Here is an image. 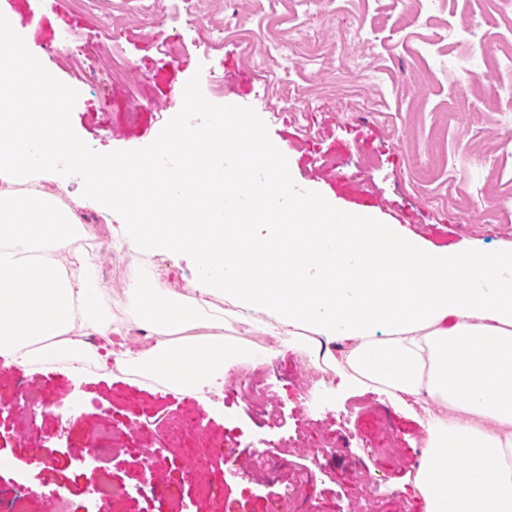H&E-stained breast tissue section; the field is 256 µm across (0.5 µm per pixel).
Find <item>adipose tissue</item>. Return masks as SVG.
I'll use <instances>...</instances> for the list:
<instances>
[{"instance_id": "obj_1", "label": "adipose tissue", "mask_w": 512, "mask_h": 512, "mask_svg": "<svg viewBox=\"0 0 512 512\" xmlns=\"http://www.w3.org/2000/svg\"><path fill=\"white\" fill-rule=\"evenodd\" d=\"M64 111L49 72L32 77L20 52L0 49V358L32 369L83 353L74 326L90 336L120 334L91 267L76 249L79 207L41 184L46 163H79L84 202L132 214L128 251L196 263L195 296L158 286L156 274L129 282L128 305L156 335L130 363L173 388L222 384L224 364L240 356L224 340L221 295L273 318L312 329L324 342L350 344L343 384H382L391 403L425 411L429 440L418 490L426 512H512V251L469 255L428 250L376 223L368 213L336 215L287 165L277 147L247 139L248 123L216 108L185 122L171 141L206 154L214 127L231 129L224 148L240 177L190 169L201 191L166 180L153 157L133 162L74 157L64 126L38 121L47 105ZM249 199L246 223L221 224L226 196ZM194 221H172L170 201ZM441 411H434V404Z\"/></svg>"}]
</instances>
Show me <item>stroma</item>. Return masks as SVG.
Instances as JSON below:
<instances>
[{"label": "stroma", "mask_w": 512, "mask_h": 512, "mask_svg": "<svg viewBox=\"0 0 512 512\" xmlns=\"http://www.w3.org/2000/svg\"><path fill=\"white\" fill-rule=\"evenodd\" d=\"M138 0H97L92 11H76L71 0H0V16L9 20L19 49L33 71L52 73L59 93L68 97L63 117L71 139L85 155L135 160L165 147L171 129L193 119L180 92L191 87L198 107L234 100L257 129L262 143L279 146L273 164L285 163L295 178L339 213L370 210L379 223L424 246L476 256L512 249V194L487 180L484 158L494 155L512 171V94L503 85L512 75L487 68L486 52L512 42V14L491 10L488 0H283L269 11L265 0H201V25L224 21L247 38V49L204 47L197 29L186 26L180 0H169L162 18L144 19ZM369 31V66L388 79L378 92L367 78L349 69V34ZM317 29L316 60H299L288 78L302 90L306 112L284 122L288 108L273 71L253 67L252 57L269 53L276 37L289 30ZM80 36L81 45L57 47L62 31ZM178 35L180 49L168 54L165 42ZM128 65L127 87L108 85L112 55ZM138 97L135 120L125 117L127 91ZM382 95L378 112L364 109V97ZM458 166L449 180L447 162ZM447 196L448 207L435 206ZM468 206L471 221L456 220L457 206ZM93 225L90 242L97 283L112 294L115 318L119 302L137 274V255L119 254L113 242L125 219L80 210ZM249 367H261L278 405V421L241 392L232 378L211 396L166 389L163 382L133 371L74 372L64 366L24 370L0 362V496L22 498L25 512H50L40 496L47 486L68 495L74 512H97L84 495L87 486L115 481L126 498L110 512H172L179 496L183 512H270L287 497L290 512H425L410 469L428 440V431L411 412L393 407L376 384L344 388L338 379L314 383L307 356L277 337L274 346L256 344ZM42 390V399L64 410L69 394L84 401L66 428L37 414L35 437L13 428L20 401L19 382ZM202 417L204 436L184 434V412ZM131 423L133 446L160 451L176 461L161 471L150 462L133 465L126 453L107 464L95 457L74 459L73 450L103 414ZM237 449L241 467L227 468L212 440ZM55 463H32L30 447ZM218 490L198 502L189 494L183 470Z\"/></svg>", "instance_id": "stroma-1"}]
</instances>
